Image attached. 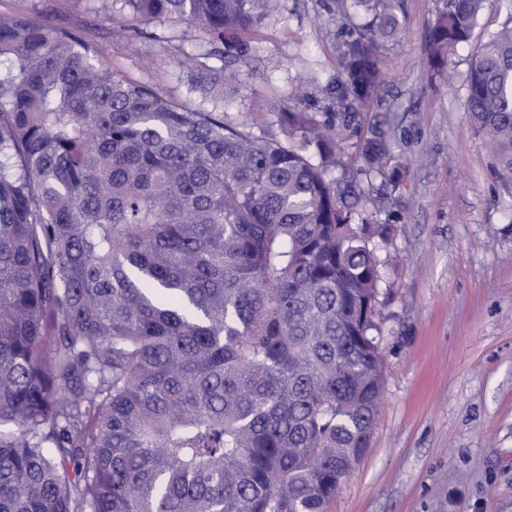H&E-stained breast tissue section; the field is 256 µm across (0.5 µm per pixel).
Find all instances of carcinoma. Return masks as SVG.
Here are the masks:
<instances>
[{"label": "carcinoma", "instance_id": "1", "mask_svg": "<svg viewBox=\"0 0 512 512\" xmlns=\"http://www.w3.org/2000/svg\"><path fill=\"white\" fill-rule=\"evenodd\" d=\"M484 0H443L437 69ZM401 0H350L327 115L276 101L257 134L100 63L78 33L0 15V512H325L383 396L371 335L407 170L354 104ZM129 28L184 22L216 43L275 0H111ZM470 129L512 178V15L475 49ZM360 134L350 165L338 151Z\"/></svg>", "mask_w": 512, "mask_h": 512}]
</instances>
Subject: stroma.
<instances>
[{
	"instance_id": "1",
	"label": "stroma",
	"mask_w": 512,
	"mask_h": 512,
	"mask_svg": "<svg viewBox=\"0 0 512 512\" xmlns=\"http://www.w3.org/2000/svg\"><path fill=\"white\" fill-rule=\"evenodd\" d=\"M341 0H279L277 12L241 36L227 66L205 36L159 26L162 40L126 29L100 0H0V13L80 32L105 66L188 105L212 106L184 55L204 57L228 115L262 130L271 97L308 88L312 112L336 109L348 22ZM437 0H403V31L381 42L384 82L357 103L364 123L388 121L406 150L400 200L379 220L391 229L380 254L374 322L383 397L371 445L326 512H512V179L468 127L463 78L474 47L434 69L427 41Z\"/></svg>"
}]
</instances>
